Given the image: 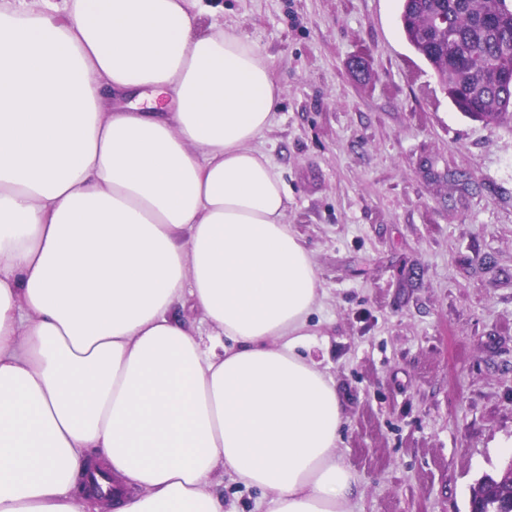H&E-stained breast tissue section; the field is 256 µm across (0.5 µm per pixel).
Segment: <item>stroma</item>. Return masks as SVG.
Returning <instances> with one entry per match:
<instances>
[{"label": "stroma", "mask_w": 512, "mask_h": 512, "mask_svg": "<svg viewBox=\"0 0 512 512\" xmlns=\"http://www.w3.org/2000/svg\"><path fill=\"white\" fill-rule=\"evenodd\" d=\"M282 90L257 142L323 293L356 512H469L512 443V126L463 116L399 0H202Z\"/></svg>", "instance_id": "1"}]
</instances>
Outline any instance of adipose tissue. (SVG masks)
<instances>
[{"label": "adipose tissue", "mask_w": 512, "mask_h": 512, "mask_svg": "<svg viewBox=\"0 0 512 512\" xmlns=\"http://www.w3.org/2000/svg\"><path fill=\"white\" fill-rule=\"evenodd\" d=\"M280 99L198 0H0V512H353ZM221 489L224 492L225 501L233 505L234 511H262V496L259 491L247 489L240 484L232 482L228 477H225L224 485H222Z\"/></svg>", "instance_id": "adipose-tissue-1"}]
</instances>
